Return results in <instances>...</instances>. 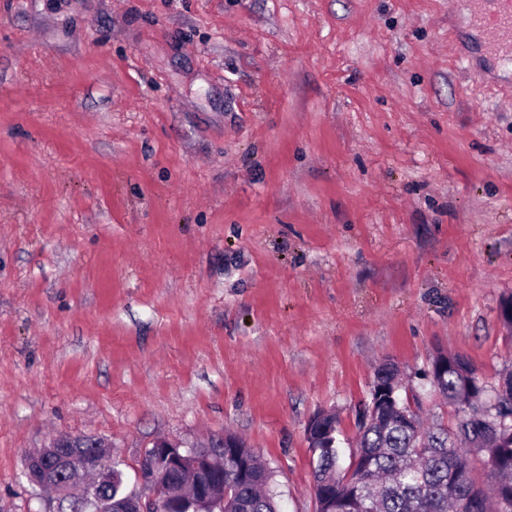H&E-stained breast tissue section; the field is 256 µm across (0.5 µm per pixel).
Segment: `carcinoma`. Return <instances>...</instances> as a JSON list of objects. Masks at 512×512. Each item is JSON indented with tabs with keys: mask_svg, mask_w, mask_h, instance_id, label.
Wrapping results in <instances>:
<instances>
[{
	"mask_svg": "<svg viewBox=\"0 0 512 512\" xmlns=\"http://www.w3.org/2000/svg\"><path fill=\"white\" fill-rule=\"evenodd\" d=\"M425 376L437 380L436 394L471 412L452 427L437 423L417 430L403 416L408 406L397 390L396 370L380 368L378 379L387 393L375 419L358 426L357 478L344 481L336 414H324L308 440L314 485L325 493L319 512H512V371L490 386L458 355L448 361V370L431 369ZM84 451L106 469L104 488L96 490L92 482L83 488L92 503L89 512H136L141 492L129 487L110 450L86 446ZM477 461L497 477L490 494L475 472ZM240 466L239 459H224L227 488L220 489L224 505L218 512H280L273 471L256 464L242 473ZM153 476L171 496L188 493L187 473L159 464Z\"/></svg>",
	"mask_w": 512,
	"mask_h": 512,
	"instance_id": "carcinoma-1",
	"label": "carcinoma"
}]
</instances>
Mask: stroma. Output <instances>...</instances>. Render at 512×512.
Listing matches in <instances>:
<instances>
[{"mask_svg": "<svg viewBox=\"0 0 512 512\" xmlns=\"http://www.w3.org/2000/svg\"><path fill=\"white\" fill-rule=\"evenodd\" d=\"M466 0H0V512L54 435L242 437L315 512L377 365L512 366V75Z\"/></svg>", "mask_w": 512, "mask_h": 512, "instance_id": "stroma-1", "label": "stroma"}]
</instances>
